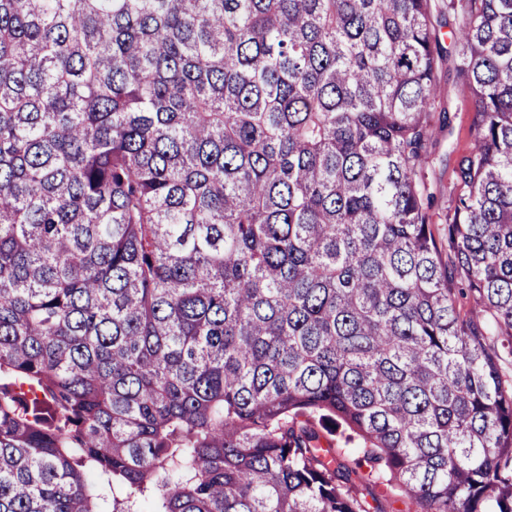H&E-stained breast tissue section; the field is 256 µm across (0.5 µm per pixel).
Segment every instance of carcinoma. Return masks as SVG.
<instances>
[{
    "instance_id": "obj_1",
    "label": "carcinoma",
    "mask_w": 512,
    "mask_h": 512,
    "mask_svg": "<svg viewBox=\"0 0 512 512\" xmlns=\"http://www.w3.org/2000/svg\"><path fill=\"white\" fill-rule=\"evenodd\" d=\"M444 8L0 0V512H512V0ZM441 100L436 104L434 145L426 169L425 181L428 193L433 196V228L435 234L442 232L448 197L451 189V168L457 157L466 152L472 144L470 101L467 90L459 84L455 73L443 62L438 70ZM450 107L454 127L453 136L448 139V127L439 121L440 105ZM449 161V162H448ZM318 429L325 436L323 442L331 444L333 448H336L347 463L351 464L352 460L358 457L356 443H347L341 435V429H336L335 433L334 427L331 424L318 425Z\"/></svg>"
}]
</instances>
